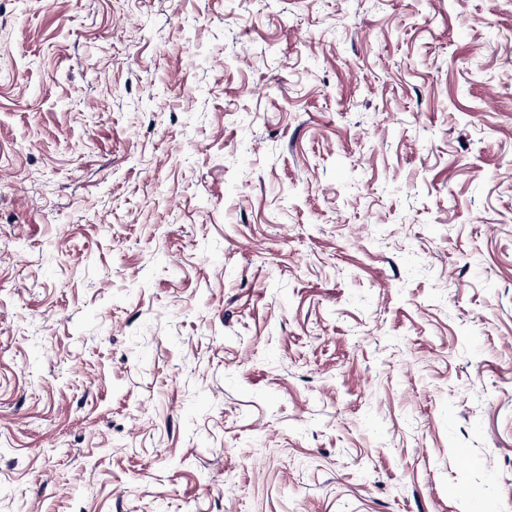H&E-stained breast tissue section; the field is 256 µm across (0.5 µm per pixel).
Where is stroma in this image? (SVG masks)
Returning a JSON list of instances; mask_svg holds the SVG:
<instances>
[{
    "mask_svg": "<svg viewBox=\"0 0 512 512\" xmlns=\"http://www.w3.org/2000/svg\"><path fill=\"white\" fill-rule=\"evenodd\" d=\"M0 512H512V0H0Z\"/></svg>",
    "mask_w": 512,
    "mask_h": 512,
    "instance_id": "obj_1",
    "label": "stroma"
}]
</instances>
